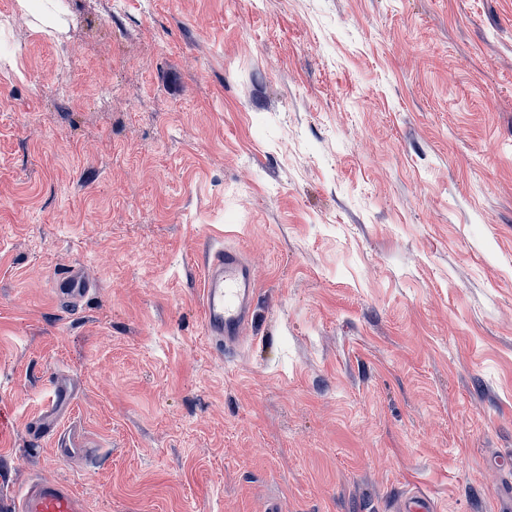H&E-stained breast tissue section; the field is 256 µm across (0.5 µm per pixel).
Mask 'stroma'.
I'll use <instances>...</instances> for the list:
<instances>
[{
	"label": "stroma",
	"mask_w": 512,
	"mask_h": 512,
	"mask_svg": "<svg viewBox=\"0 0 512 512\" xmlns=\"http://www.w3.org/2000/svg\"><path fill=\"white\" fill-rule=\"evenodd\" d=\"M0 495L512 496V0H0ZM258 284L232 353L200 257ZM82 272L73 309L56 277ZM86 445L31 426L55 384ZM43 429L47 430L46 427H42ZM43 429L41 431H43ZM49 431H55L57 436V442L56 447L58 452L63 457H70L74 455L75 453H78L82 451V448H85L84 445H82L79 441V437L76 434V431L69 427L62 430L57 429V425H53L52 427L48 428L46 434Z\"/></svg>",
	"instance_id": "35a3bbf8"
}]
</instances>
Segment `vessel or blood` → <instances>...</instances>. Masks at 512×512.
<instances>
[{
	"label": "vessel or blood",
	"mask_w": 512,
	"mask_h": 512,
	"mask_svg": "<svg viewBox=\"0 0 512 512\" xmlns=\"http://www.w3.org/2000/svg\"><path fill=\"white\" fill-rule=\"evenodd\" d=\"M201 308L205 333L212 344L232 347L242 340L256 295V282L241 252L232 247L205 250ZM55 291L69 303L86 296L83 276L73 273L56 281ZM0 512H86L84 500L67 484L45 478L24 492L0 501ZM393 512H439L428 494L408 491L397 497Z\"/></svg>",
	"instance_id": "1"
}]
</instances>
